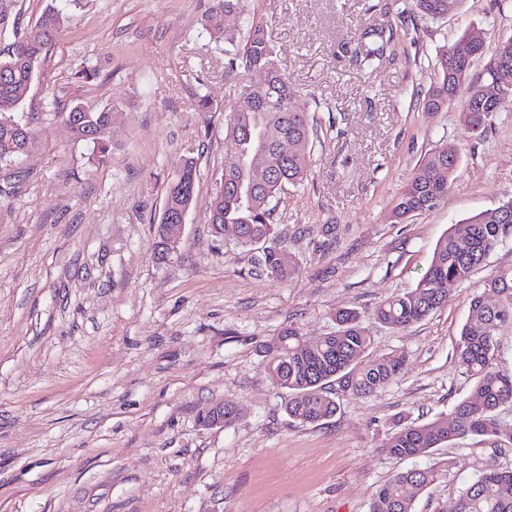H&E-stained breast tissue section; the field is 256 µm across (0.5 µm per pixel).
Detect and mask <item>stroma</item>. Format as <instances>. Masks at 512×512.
I'll return each instance as SVG.
<instances>
[{
    "label": "stroma",
    "mask_w": 512,
    "mask_h": 512,
    "mask_svg": "<svg viewBox=\"0 0 512 512\" xmlns=\"http://www.w3.org/2000/svg\"><path fill=\"white\" fill-rule=\"evenodd\" d=\"M212 4L0 0V55L47 7L66 17L16 109L34 133L24 176L0 196V512H368L409 466L382 448L394 419L449 415L474 387L457 362L460 331L474 296L495 302L483 282L512 266L511 237L412 327L390 328L374 309L416 285L444 234L512 200V96L479 135L459 121L462 98L422 106L438 48L473 29L488 52L470 78L486 85L490 51L512 38V0H464L439 21L405 0H240L227 27L243 34L263 19L292 87L317 102L308 177L274 212L299 269L285 281L209 222L224 102L244 78L204 26ZM366 23L384 26L395 53L373 73L352 59ZM204 97L211 111H199ZM77 103L114 106L106 161L70 141L59 115ZM449 147L460 163L447 196L394 222L417 162ZM186 156L196 198L161 262L157 227ZM341 308L359 311L375 354L406 365L371 396L341 397L322 424L295 422L263 345L290 324L327 335ZM218 402L237 406L235 426H199ZM423 462L446 469L414 512H454L464 482L512 469V441L467 436Z\"/></svg>",
    "instance_id": "stroma-1"
}]
</instances>
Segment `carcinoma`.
<instances>
[{"mask_svg": "<svg viewBox=\"0 0 512 512\" xmlns=\"http://www.w3.org/2000/svg\"><path fill=\"white\" fill-rule=\"evenodd\" d=\"M464 0H411L412 11L433 20L458 12ZM236 0H214L206 16L210 31L231 46L227 68L240 67L247 80L229 99L225 127L228 149L219 185L210 202V224L215 236L229 244L264 250L257 268L267 277L287 280L296 272L292 258L275 241L273 201L285 189L300 184L311 163L305 145L317 135L306 105L299 100L282 72L267 38L264 22L252 21L241 41L224 26V16L235 10ZM64 17L52 8L44 11L27 34L0 57V175L10 181L21 177L14 162L32 140L30 128L16 120L13 109L31 87L35 69L48 44L57 36ZM391 40L384 27L370 25L361 32L356 50L359 66L378 70L387 58ZM485 43L475 41L465 53L439 52L433 69L436 81L423 98V107L439 110L466 89L460 121L473 132L485 129L492 105L478 111L473 104L479 86L468 83L471 61L481 56ZM489 78L512 84V42H502L487 71ZM112 108L73 106L58 116L68 123L75 144L93 147L104 159ZM259 162H254V159ZM459 164L454 149L425 155L413 170L392 208L401 223L415 212L432 207L448 194ZM197 160L186 156L170 184L165 207L185 209L195 197ZM465 234L466 245L460 244ZM512 236V209L480 212L461 228H454L437 243L427 270L410 290L383 300L376 317L394 329L422 321L448 299L455 284L468 279L485 263L503 239ZM484 291L497 295L489 305L481 296L470 303L456 356L460 367L475 379L471 395L458 402L450 415L426 424L399 418L392 424L383 449L399 458L426 457L430 449L465 436H495L512 441V424L500 419L501 407L512 404V374L494 366L499 330L512 323V267L499 269L484 280ZM337 329L310 344L298 329L288 326L264 345L273 383L286 391L288 416L301 423H319L339 408V396L363 397L392 382L406 362L402 353L376 356L373 340L359 313L339 309ZM441 466H415L395 474L372 495L369 512H413L419 495L440 476ZM457 512H512V470L477 476L461 488Z\"/></svg>", "mask_w": 512, "mask_h": 512, "instance_id": "carcinoma-1", "label": "carcinoma"}]
</instances>
